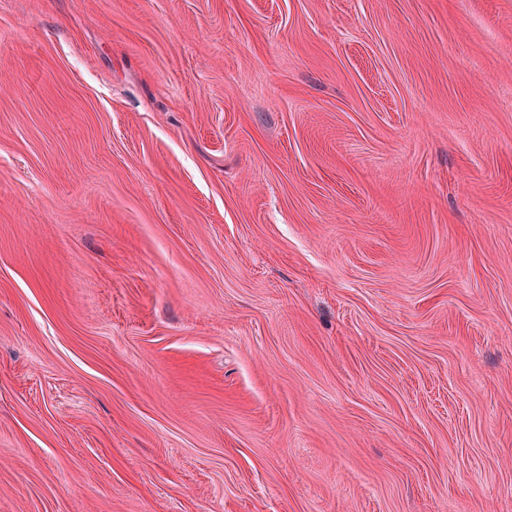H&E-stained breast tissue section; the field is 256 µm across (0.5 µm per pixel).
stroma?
Segmentation results:
<instances>
[{"label":"stroma","instance_id":"stroma-1","mask_svg":"<svg viewBox=\"0 0 512 512\" xmlns=\"http://www.w3.org/2000/svg\"><path fill=\"white\" fill-rule=\"evenodd\" d=\"M0 512H512V0H0Z\"/></svg>","mask_w":512,"mask_h":512}]
</instances>
